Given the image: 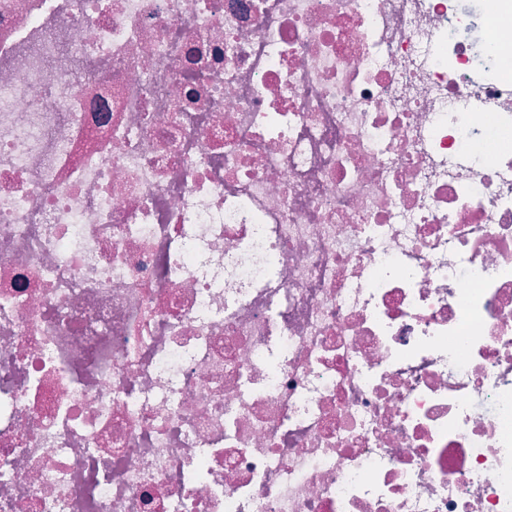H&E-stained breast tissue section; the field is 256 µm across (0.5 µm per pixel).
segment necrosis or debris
Returning <instances> with one entry per match:
<instances>
[{
	"label": "necrosis or debris",
	"mask_w": 512,
	"mask_h": 512,
	"mask_svg": "<svg viewBox=\"0 0 512 512\" xmlns=\"http://www.w3.org/2000/svg\"><path fill=\"white\" fill-rule=\"evenodd\" d=\"M512 0H0V512H512Z\"/></svg>",
	"instance_id": "obj_1"
}]
</instances>
